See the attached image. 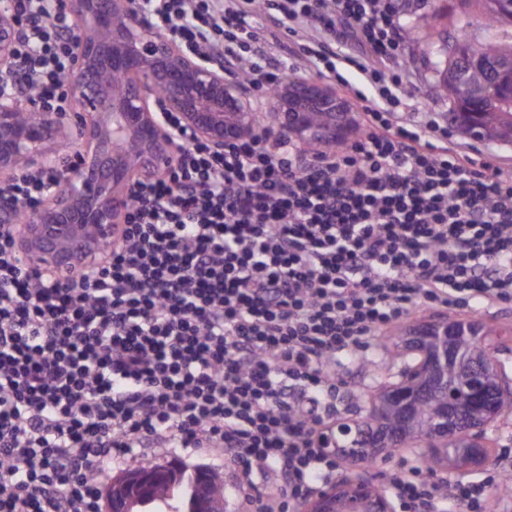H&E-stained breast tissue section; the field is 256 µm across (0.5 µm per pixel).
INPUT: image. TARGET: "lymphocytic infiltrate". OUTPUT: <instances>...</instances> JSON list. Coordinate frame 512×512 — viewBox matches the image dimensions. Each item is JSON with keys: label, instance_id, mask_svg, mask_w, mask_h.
I'll return each instance as SVG.
<instances>
[{"label": "lymphocytic infiltrate", "instance_id": "1", "mask_svg": "<svg viewBox=\"0 0 512 512\" xmlns=\"http://www.w3.org/2000/svg\"><path fill=\"white\" fill-rule=\"evenodd\" d=\"M401 0H139L189 53L272 97L295 65L352 87L350 145H182L140 184L124 236L76 292L22 265L0 232V512H100L136 448L210 450L257 512H296L336 475L320 437L336 364L422 308L512 302V175L449 147L408 103ZM10 92L67 111L62 0H13ZM296 38L295 61L269 49ZM512 448L481 477L384 472L401 512H492Z\"/></svg>", "mask_w": 512, "mask_h": 512}]
</instances>
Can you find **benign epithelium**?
Here are the masks:
<instances>
[{
  "instance_id": "7a95c632",
  "label": "benign epithelium",
  "mask_w": 512,
  "mask_h": 512,
  "mask_svg": "<svg viewBox=\"0 0 512 512\" xmlns=\"http://www.w3.org/2000/svg\"><path fill=\"white\" fill-rule=\"evenodd\" d=\"M74 37L66 82L71 112H33L31 101L0 91V184L20 170L53 177L51 191L35 209L12 195H0V230L12 234L18 259L36 267L55 288L81 286L125 229L127 206L142 181L168 168L179 151L166 123L224 150L230 141L266 138L334 147L356 130L354 109L325 78L289 77L272 104L250 87L224 76V62L184 52L169 31L153 25L137 0H65ZM18 25L9 0H0V85L15 69ZM486 95L512 98V76L490 72ZM70 144L63 155L59 146ZM451 320L409 329L412 342L445 336ZM413 386L399 393L413 410L430 389ZM441 445L466 438L477 447L470 466L481 464L485 448L479 428L461 431L456 412L442 417ZM174 466L141 468L119 480L123 500L107 494L106 512H132L148 504L152 486ZM395 512L390 494L369 478H346L302 503V512Z\"/></svg>"
}]
</instances>
